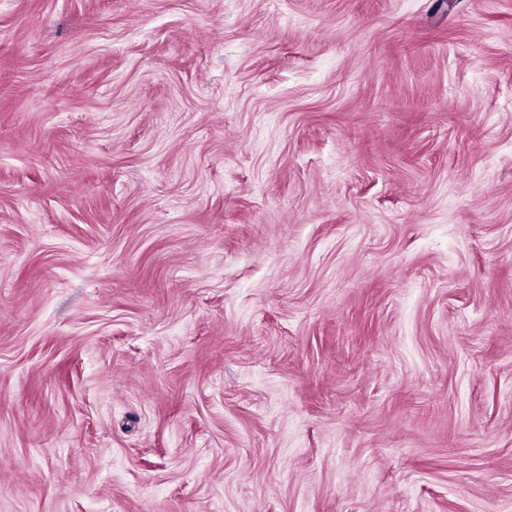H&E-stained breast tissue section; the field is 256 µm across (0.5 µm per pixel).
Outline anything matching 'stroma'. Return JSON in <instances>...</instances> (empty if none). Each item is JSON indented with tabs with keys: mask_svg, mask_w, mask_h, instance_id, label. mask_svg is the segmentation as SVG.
Returning <instances> with one entry per match:
<instances>
[{
	"mask_svg": "<svg viewBox=\"0 0 512 512\" xmlns=\"http://www.w3.org/2000/svg\"><path fill=\"white\" fill-rule=\"evenodd\" d=\"M0 512H512V0H0Z\"/></svg>",
	"mask_w": 512,
	"mask_h": 512,
	"instance_id": "obj_1",
	"label": "stroma"
}]
</instances>
